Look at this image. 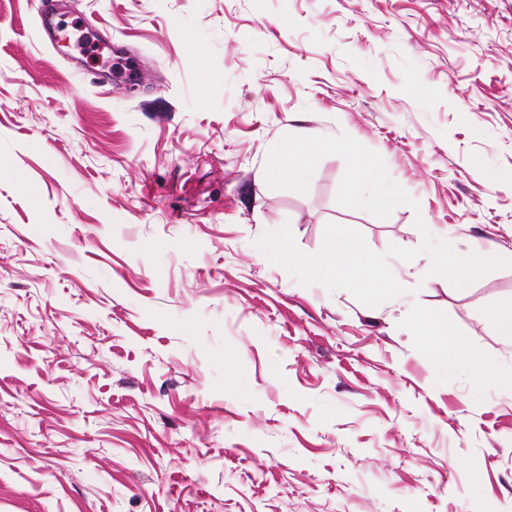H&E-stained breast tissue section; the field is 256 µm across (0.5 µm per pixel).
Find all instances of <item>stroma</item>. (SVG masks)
Listing matches in <instances>:
<instances>
[{
  "label": "stroma",
  "instance_id": "obj_1",
  "mask_svg": "<svg viewBox=\"0 0 512 512\" xmlns=\"http://www.w3.org/2000/svg\"><path fill=\"white\" fill-rule=\"evenodd\" d=\"M141 68L119 85L0 0V512H512V348L420 254L372 308L257 248L327 223L512 257V0H56ZM347 133L416 206L265 181ZM454 322L448 363L412 324ZM494 360L477 384L472 361Z\"/></svg>",
  "mask_w": 512,
  "mask_h": 512
}]
</instances>
